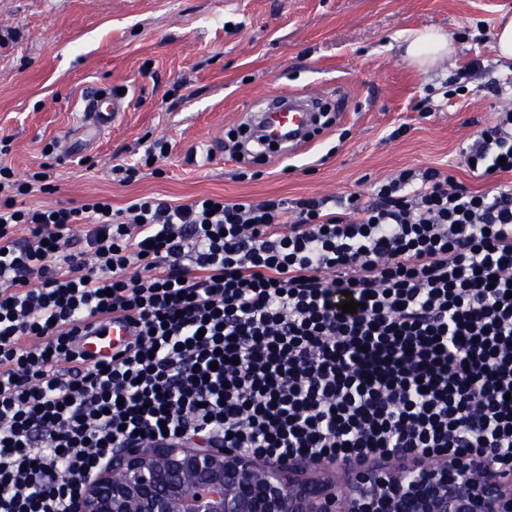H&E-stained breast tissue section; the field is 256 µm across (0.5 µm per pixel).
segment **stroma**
<instances>
[{
	"mask_svg": "<svg viewBox=\"0 0 512 512\" xmlns=\"http://www.w3.org/2000/svg\"><path fill=\"white\" fill-rule=\"evenodd\" d=\"M512 0H0V164L17 177L54 166L56 189L35 206L106 197L119 209L153 196L186 203L358 194L408 168H434L477 189L459 149L494 123L502 99L478 74L444 101L443 87L473 59L512 73L494 42ZM235 29H226V22ZM441 29L455 52L421 70L404 57L414 30ZM99 88L125 92L127 110L103 135L81 122L77 101ZM277 93H319L331 125L288 156L245 165L228 132ZM167 138L158 171L124 180L148 140ZM52 155H44L46 146Z\"/></svg>",
	"mask_w": 512,
	"mask_h": 512,
	"instance_id": "35a3bbf8",
	"label": "stroma"
}]
</instances>
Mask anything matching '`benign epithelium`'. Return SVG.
<instances>
[{"label": "benign epithelium", "mask_w": 512, "mask_h": 512, "mask_svg": "<svg viewBox=\"0 0 512 512\" xmlns=\"http://www.w3.org/2000/svg\"><path fill=\"white\" fill-rule=\"evenodd\" d=\"M496 451L406 468L351 456L336 473L308 458L267 460L201 441L116 448L71 512H512Z\"/></svg>", "instance_id": "7a95c632"}]
</instances>
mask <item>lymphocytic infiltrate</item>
<instances>
[{
	"label": "lymphocytic infiltrate",
	"mask_w": 512,
	"mask_h": 512,
	"mask_svg": "<svg viewBox=\"0 0 512 512\" xmlns=\"http://www.w3.org/2000/svg\"><path fill=\"white\" fill-rule=\"evenodd\" d=\"M462 154L512 175V107ZM52 178L0 166V512H68L151 436L330 464L492 448L512 474V183L21 204ZM115 316L135 335L88 361L81 330Z\"/></svg>",
	"instance_id": "lymphocytic-infiltrate-1"
}]
</instances>
